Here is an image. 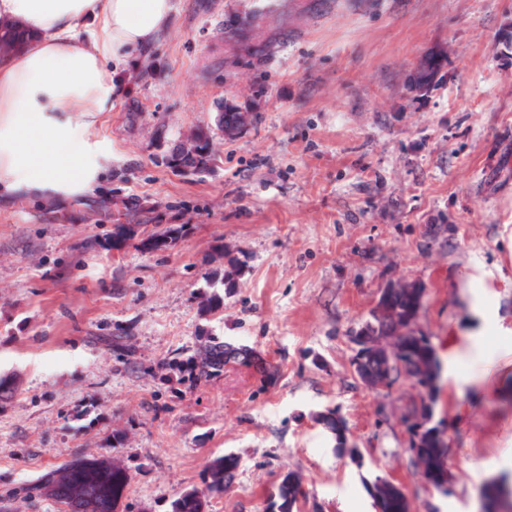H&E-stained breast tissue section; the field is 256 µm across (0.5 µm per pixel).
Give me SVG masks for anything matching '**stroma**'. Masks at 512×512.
<instances>
[{
    "label": "stroma",
    "mask_w": 512,
    "mask_h": 512,
    "mask_svg": "<svg viewBox=\"0 0 512 512\" xmlns=\"http://www.w3.org/2000/svg\"><path fill=\"white\" fill-rule=\"evenodd\" d=\"M167 31L122 72L97 113L90 154L110 168L61 199L0 197V504L61 512L17 489L76 457L109 456L129 480L118 512H170L208 463L241 464L207 512H265L297 473L298 512H376V478L410 512H481L484 463L512 480V0H174ZM447 57L428 92L411 78ZM252 113L225 138V107ZM204 130V164L180 165ZM134 238L120 252L115 225ZM155 252L136 241L168 225ZM224 310L200 312L208 282ZM425 290L417 323L440 358L469 339L456 380L440 373L434 421L449 487L412 462L405 376L373 390L352 336L382 289ZM130 332L125 351L112 347ZM278 366L197 386L159 361L203 332ZM337 411L360 457L337 451L314 414ZM183 226L171 224L160 233H152L143 238L139 247L142 250L153 251L169 247L182 236Z\"/></svg>",
    "instance_id": "35a3bbf8"
}]
</instances>
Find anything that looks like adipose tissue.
Here are the masks:
<instances>
[{"label": "adipose tissue", "instance_id": "obj_1", "mask_svg": "<svg viewBox=\"0 0 512 512\" xmlns=\"http://www.w3.org/2000/svg\"><path fill=\"white\" fill-rule=\"evenodd\" d=\"M173 10V0H0V20L32 35L0 59V194L72 195L101 177L70 121L111 109L118 73L158 40Z\"/></svg>", "mask_w": 512, "mask_h": 512}]
</instances>
